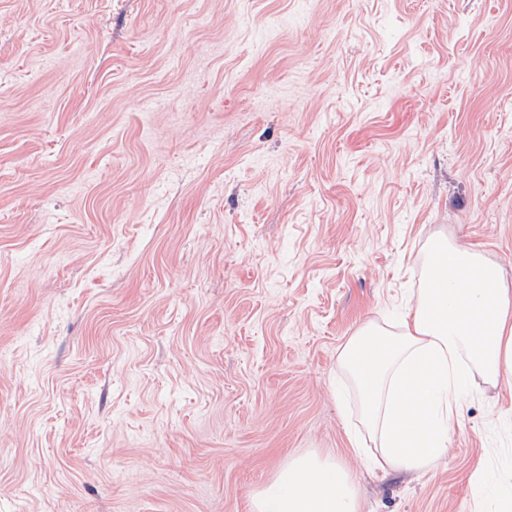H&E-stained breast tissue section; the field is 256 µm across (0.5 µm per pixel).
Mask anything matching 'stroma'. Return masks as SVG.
Segmentation results:
<instances>
[{"label": "stroma", "instance_id": "1", "mask_svg": "<svg viewBox=\"0 0 512 512\" xmlns=\"http://www.w3.org/2000/svg\"><path fill=\"white\" fill-rule=\"evenodd\" d=\"M438 236L512 289V0H0V512H473L512 379L384 473L338 363ZM251 503L252 512H361L348 471L335 457L310 454L288 460Z\"/></svg>", "mask_w": 512, "mask_h": 512}]
</instances>
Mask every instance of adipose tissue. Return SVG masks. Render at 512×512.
<instances>
[{
    "label": "adipose tissue",
    "instance_id": "1",
    "mask_svg": "<svg viewBox=\"0 0 512 512\" xmlns=\"http://www.w3.org/2000/svg\"><path fill=\"white\" fill-rule=\"evenodd\" d=\"M431 252L435 270L407 319L361 327L339 354L364 426L391 470L435 466L474 378L495 385L512 377V292L497 267L445 238L434 239ZM251 503L252 512H360L348 471L310 454L289 460Z\"/></svg>",
    "mask_w": 512,
    "mask_h": 512
}]
</instances>
